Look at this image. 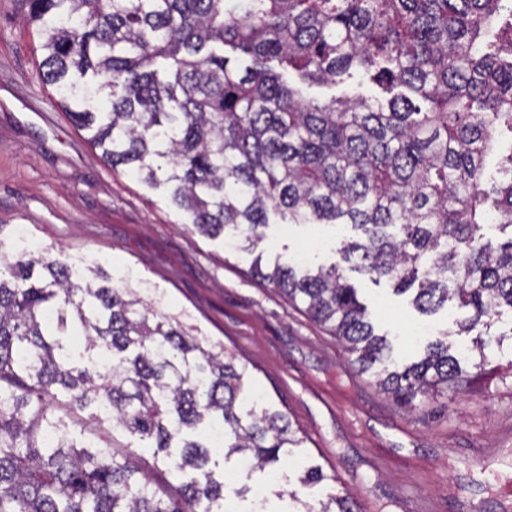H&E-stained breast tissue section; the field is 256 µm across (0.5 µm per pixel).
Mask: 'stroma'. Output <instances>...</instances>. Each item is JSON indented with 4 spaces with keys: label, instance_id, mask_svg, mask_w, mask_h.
Segmentation results:
<instances>
[{
    "label": "stroma",
    "instance_id": "1",
    "mask_svg": "<svg viewBox=\"0 0 512 512\" xmlns=\"http://www.w3.org/2000/svg\"><path fill=\"white\" fill-rule=\"evenodd\" d=\"M20 0H0V231L30 230L42 246L127 271L167 312L196 327L214 351L253 365L258 386L306 438V458L331 480L312 498L351 492L361 512H512V342L490 343L485 373L454 396L398 407L323 326L273 285L252 277L264 263L338 261L334 226L272 219L257 251L191 231L164 187L112 168L57 104L39 74V41ZM346 276L405 357L416 338L454 327L456 302L432 316L387 281ZM233 487L299 489L295 462L276 475L228 469Z\"/></svg>",
    "mask_w": 512,
    "mask_h": 512
}]
</instances>
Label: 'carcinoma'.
I'll return each instance as SVG.
<instances>
[{"label":"carcinoma","instance_id":"obj_1","mask_svg":"<svg viewBox=\"0 0 512 512\" xmlns=\"http://www.w3.org/2000/svg\"><path fill=\"white\" fill-rule=\"evenodd\" d=\"M42 76L101 150L168 196L195 231L255 248L277 215L360 232L339 253L432 314L467 316L412 362L393 358L333 264L250 271L302 305L397 404L456 395L489 363L448 336L512 314V0H22ZM386 86L310 100L306 87ZM0 512H233L224 462L303 454L248 365L215 352L160 302L99 266L0 238ZM90 410L132 439L96 430ZM223 433L212 449L209 433ZM136 448L152 449L153 470ZM173 475L163 491L154 475ZM328 477L318 466L299 482ZM292 512H360L331 494Z\"/></svg>","mask_w":512,"mask_h":512}]
</instances>
